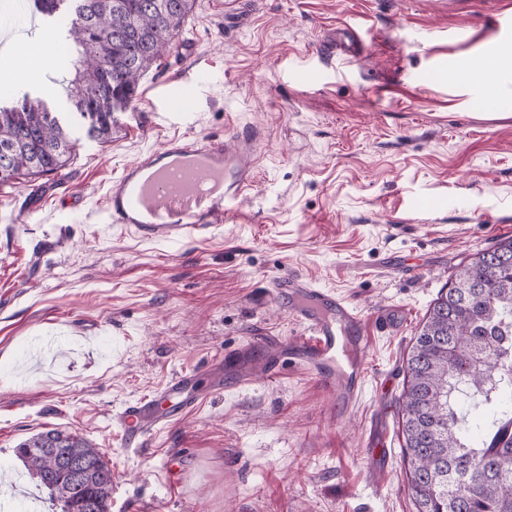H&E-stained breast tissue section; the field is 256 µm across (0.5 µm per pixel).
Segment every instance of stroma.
<instances>
[{
	"instance_id": "obj_1",
	"label": "stroma",
	"mask_w": 512,
	"mask_h": 512,
	"mask_svg": "<svg viewBox=\"0 0 512 512\" xmlns=\"http://www.w3.org/2000/svg\"><path fill=\"white\" fill-rule=\"evenodd\" d=\"M508 22L512 0H195L111 142L80 139L64 170L0 197V471L22 472L18 444L55 428L111 459L112 512H416L399 428L409 348L462 259L512 236V77L489 105L448 72ZM345 24L362 50L321 56ZM53 54L28 90L62 112ZM301 67L319 82L296 85ZM238 130L259 135L239 220L202 241L113 227L104 198L127 163ZM291 271L371 320L352 410L286 361L125 446L112 415L126 401L253 336L302 335L270 293ZM387 308L391 331L375 321Z\"/></svg>"
}]
</instances>
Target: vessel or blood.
<instances>
[{"label":"vessel or blood","instance_id":"1","mask_svg":"<svg viewBox=\"0 0 512 512\" xmlns=\"http://www.w3.org/2000/svg\"><path fill=\"white\" fill-rule=\"evenodd\" d=\"M251 144L246 135L236 136L230 146L188 136L168 140L125 165L113 179L106 197L111 220L116 228L146 241L206 239L236 216L235 208L226 203L225 190L239 192L249 186V172L239 157ZM271 291L304 333L283 346L266 339L226 352L234 385L246 381L245 369L259 350L268 374H276L283 360H290L310 371L338 408L354 405L364 388L369 348L358 309L335 290L296 273L277 277ZM205 374L211 381L203 389L199 381ZM224 390L219 368L181 372L159 392L125 403L115 423L125 444L138 445L158 427L178 422L196 409L204 394L220 395Z\"/></svg>","mask_w":512,"mask_h":512}]
</instances>
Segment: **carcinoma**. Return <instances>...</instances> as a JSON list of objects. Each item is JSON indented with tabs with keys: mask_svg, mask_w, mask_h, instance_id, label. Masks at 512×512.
I'll list each match as a JSON object with an SVG mask.
<instances>
[{
	"mask_svg": "<svg viewBox=\"0 0 512 512\" xmlns=\"http://www.w3.org/2000/svg\"><path fill=\"white\" fill-rule=\"evenodd\" d=\"M193 0H17L58 19L75 46L67 98L92 101L112 89L128 109L139 79L169 48ZM25 93L0 103V184L57 173L71 160L81 129L112 139L117 116L89 123L64 112L41 118ZM402 395L404 464L417 512H512V237L478 251L440 292L406 359ZM29 478L55 512H111L112 467L86 440L51 429L16 449Z\"/></svg>",
	"mask_w": 512,
	"mask_h": 512,
	"instance_id": "obj_1",
	"label": "carcinoma"
}]
</instances>
